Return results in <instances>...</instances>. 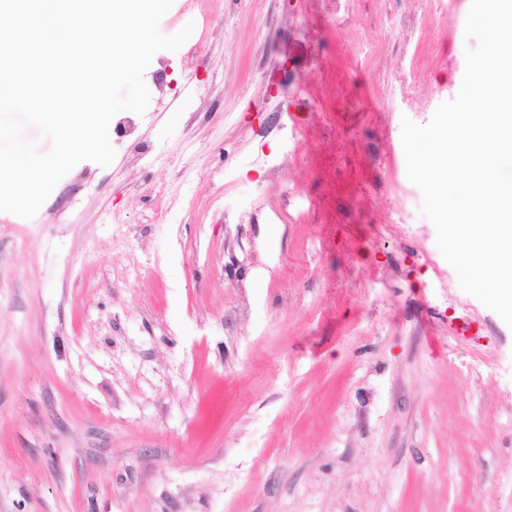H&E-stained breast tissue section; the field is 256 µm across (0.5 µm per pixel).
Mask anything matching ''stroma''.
Here are the masks:
<instances>
[{
	"label": "stroma",
	"mask_w": 512,
	"mask_h": 512,
	"mask_svg": "<svg viewBox=\"0 0 512 512\" xmlns=\"http://www.w3.org/2000/svg\"><path fill=\"white\" fill-rule=\"evenodd\" d=\"M188 25L111 165L0 212V512H512V329L419 206L382 223L401 113L295 94L386 84L316 0ZM336 109L341 112H364L362 99L346 87L345 79L336 73Z\"/></svg>",
	"instance_id": "35a3bbf8"
}]
</instances>
